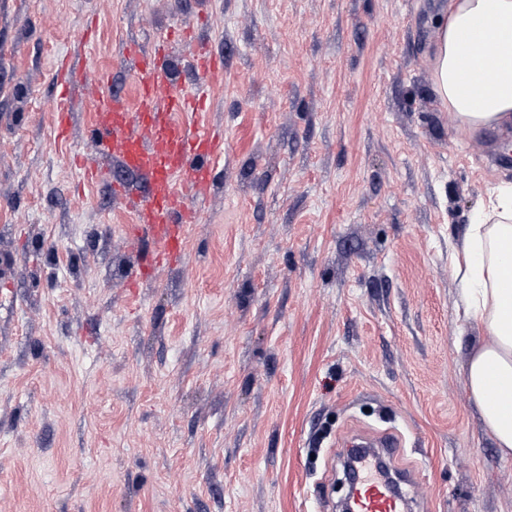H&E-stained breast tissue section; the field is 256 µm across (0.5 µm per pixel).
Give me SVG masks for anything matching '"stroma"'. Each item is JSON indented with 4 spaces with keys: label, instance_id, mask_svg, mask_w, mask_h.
Listing matches in <instances>:
<instances>
[{
    "label": "stroma",
    "instance_id": "obj_1",
    "mask_svg": "<svg viewBox=\"0 0 512 512\" xmlns=\"http://www.w3.org/2000/svg\"><path fill=\"white\" fill-rule=\"evenodd\" d=\"M448 0H0V512H340L347 441L389 434L412 512H512L465 369L483 331L448 267L512 165L434 92ZM222 62L191 122L222 134L177 261L146 240L87 132L133 94L122 42L168 39L175 85ZM197 42V43H198ZM84 48L110 87L69 102ZM60 73L61 76L56 79L57 85L62 88L60 100H68L72 92L84 89L89 76L85 51L83 53L79 48L71 58L63 60Z\"/></svg>",
    "mask_w": 512,
    "mask_h": 512
}]
</instances>
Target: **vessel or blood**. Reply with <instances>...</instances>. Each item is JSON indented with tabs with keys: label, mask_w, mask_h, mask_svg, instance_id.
I'll return each instance as SVG.
<instances>
[{
	"label": "vessel or blood",
	"mask_w": 512,
	"mask_h": 512,
	"mask_svg": "<svg viewBox=\"0 0 512 512\" xmlns=\"http://www.w3.org/2000/svg\"><path fill=\"white\" fill-rule=\"evenodd\" d=\"M120 52L135 60V99L109 91V74L89 72L86 55L80 50L63 60L56 82L64 100L89 80L107 87V94L97 104L99 118L91 137L92 150L118 159L123 168L148 180L146 194L130 197L135 215L132 234L146 233L155 241L151 253L129 272V283L134 286L179 256L186 228L195 218L189 203L203 201L211 192L212 160L219 138L212 128L181 121V114L203 106L207 94L200 89L188 95L173 88L166 41H155L147 52L127 43ZM350 510L408 512V505L388 483L364 477L353 487Z\"/></svg>",
	"instance_id": "vessel-or-blood-1"
}]
</instances>
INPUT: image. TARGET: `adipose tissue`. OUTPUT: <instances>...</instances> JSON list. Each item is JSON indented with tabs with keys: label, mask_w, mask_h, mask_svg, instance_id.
I'll return each mask as SVG.
<instances>
[{
	"label": "adipose tissue",
	"mask_w": 512,
	"mask_h": 512,
	"mask_svg": "<svg viewBox=\"0 0 512 512\" xmlns=\"http://www.w3.org/2000/svg\"><path fill=\"white\" fill-rule=\"evenodd\" d=\"M431 53L433 87L460 128L512 124V0H448ZM488 64L472 66V45ZM451 264L466 317L484 331L466 388L502 456H512V182L477 211Z\"/></svg>",
	"instance_id": "adipose-tissue-1"
}]
</instances>
